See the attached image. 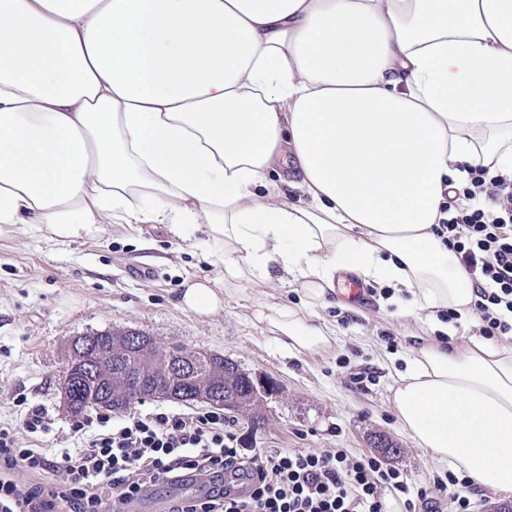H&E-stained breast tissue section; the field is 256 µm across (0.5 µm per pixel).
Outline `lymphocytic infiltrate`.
I'll return each mask as SVG.
<instances>
[{
  "label": "lymphocytic infiltrate",
  "instance_id": "lymphocytic-infiltrate-1",
  "mask_svg": "<svg viewBox=\"0 0 512 512\" xmlns=\"http://www.w3.org/2000/svg\"><path fill=\"white\" fill-rule=\"evenodd\" d=\"M465 199L491 209L453 207L434 231L457 255L476 288L473 310L486 339L512 337V176L470 168ZM72 429L80 448L48 457L21 435L51 431L38 407L21 425L0 423V512H131L149 487L203 481L208 494L171 512H384L385 491L404 494L405 512H439L426 491L409 498L404 472L345 449L256 448L243 453L214 409L190 414L162 407L113 418L84 415Z\"/></svg>",
  "mask_w": 512,
  "mask_h": 512
}]
</instances>
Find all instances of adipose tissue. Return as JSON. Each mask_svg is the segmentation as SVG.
<instances>
[{
  "label": "adipose tissue",
  "instance_id": "1",
  "mask_svg": "<svg viewBox=\"0 0 512 512\" xmlns=\"http://www.w3.org/2000/svg\"><path fill=\"white\" fill-rule=\"evenodd\" d=\"M476 165L512 176V0H0V238L204 222L219 275L178 306L282 277L305 308L266 321L301 353L335 341L338 272L408 292L437 336L399 374L402 427L511 489L512 342L439 339L475 293L434 227Z\"/></svg>",
  "mask_w": 512,
  "mask_h": 512
}]
</instances>
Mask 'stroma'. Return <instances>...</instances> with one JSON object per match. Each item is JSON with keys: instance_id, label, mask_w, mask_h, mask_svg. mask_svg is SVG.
Segmentation results:
<instances>
[{"instance_id": "stroma-1", "label": "stroma", "mask_w": 512, "mask_h": 512, "mask_svg": "<svg viewBox=\"0 0 512 512\" xmlns=\"http://www.w3.org/2000/svg\"><path fill=\"white\" fill-rule=\"evenodd\" d=\"M205 228L180 238L153 224L106 225L98 236L52 243L29 226L0 239V422L21 423L29 407L43 408L53 431L49 453L74 449L73 415L59 382L74 337L133 330L158 345L206 350L235 361L252 378L273 384L262 400L263 422L230 413V429L247 448H343L377 455L376 436L392 440L399 455L387 463L407 474L412 488L444 474L414 444L398 421L392 388L398 371L427 339L425 326L400 313L390 295L368 303L320 308L336 332L329 350L301 354L274 339L264 317L301 309L296 287L281 282L240 285L221 314L201 318L176 304L182 280L214 275L201 258ZM25 405H17V398Z\"/></svg>"}]
</instances>
